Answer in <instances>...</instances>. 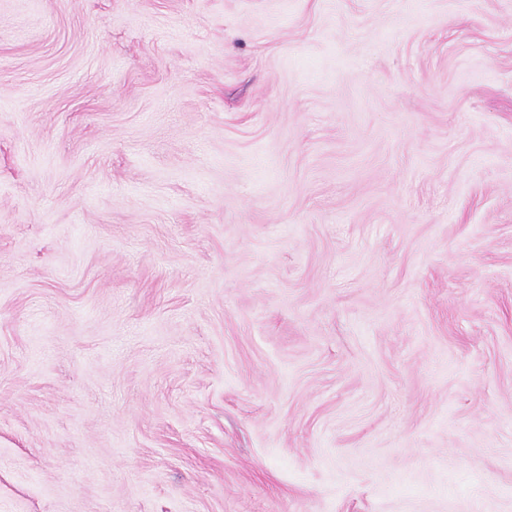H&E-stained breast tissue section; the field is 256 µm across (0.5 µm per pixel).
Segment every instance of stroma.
I'll use <instances>...</instances> for the list:
<instances>
[{"label": "stroma", "instance_id": "obj_1", "mask_svg": "<svg viewBox=\"0 0 512 512\" xmlns=\"http://www.w3.org/2000/svg\"><path fill=\"white\" fill-rule=\"evenodd\" d=\"M0 512H512V0H0Z\"/></svg>", "mask_w": 512, "mask_h": 512}]
</instances>
